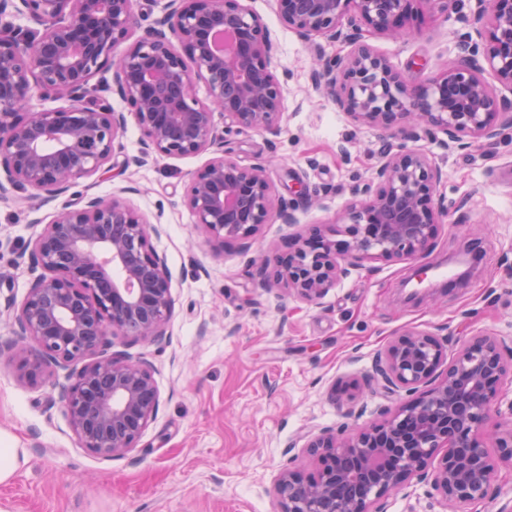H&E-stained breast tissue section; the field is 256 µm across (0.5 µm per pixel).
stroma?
I'll list each match as a JSON object with an SVG mask.
<instances>
[{
  "label": "stroma",
  "instance_id": "stroma-1",
  "mask_svg": "<svg viewBox=\"0 0 512 512\" xmlns=\"http://www.w3.org/2000/svg\"><path fill=\"white\" fill-rule=\"evenodd\" d=\"M243 4L276 46L271 66L285 88L283 119L275 134L232 133L225 149L265 165L274 199L290 203L296 222L263 225L243 247L208 241L184 196L211 152L135 165L141 133L128 123L111 177L88 183L91 194L122 196L165 227L152 244L172 275L169 342L129 347L155 366L159 411L131 453L101 460L80 447L48 389L20 382L9 355L0 356V432L27 451L13 483L0 486V512H275L281 471L315 466L301 452L311 434L381 422L409 400L404 390L387 391L377 371L399 335L453 334L452 355L478 335L512 346V129L489 157L425 143L442 172L448 214L421 257L365 262L316 304L254 277L256 265L309 225L336 222L351 188L379 165L381 137L313 89V56L274 0ZM472 7L465 0L444 15L419 0L411 25L421 37L367 32L363 40L420 85L454 63ZM57 208L14 190L0 199V343L15 335L8 304L22 302L34 277L24 246ZM472 245L482 256L469 280L445 289L422 283L419 299H408L403 284L418 269L451 268L455 253ZM385 510L452 512L414 477L387 496Z\"/></svg>",
  "mask_w": 512,
  "mask_h": 512
}]
</instances>
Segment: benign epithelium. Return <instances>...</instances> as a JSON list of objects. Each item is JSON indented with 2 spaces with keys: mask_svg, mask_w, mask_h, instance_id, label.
<instances>
[{
  "mask_svg": "<svg viewBox=\"0 0 512 512\" xmlns=\"http://www.w3.org/2000/svg\"><path fill=\"white\" fill-rule=\"evenodd\" d=\"M419 0H276L283 21L317 57L326 37L354 45L323 64L313 86L325 88L357 121L383 132L381 164L352 189L357 200L333 225L313 226L256 269L300 299L315 303L371 260L422 255L447 215L435 197L442 179L422 136L458 149L484 148L512 127V0H475L469 30L458 37L453 66L424 86L409 83L375 54L363 31L417 37L407 26ZM137 0H0V196L24 191L50 202L82 179L112 171L120 133L132 117L143 156H190L217 148L195 172L185 203L208 239L253 238L278 218L265 166L243 165L221 151L226 136L250 129L275 133L284 89L271 70L275 45L241 0H168L164 16L134 41ZM25 13L32 27L4 20ZM490 71L497 85L484 77ZM112 73V92L130 115L105 99L90 100L91 82ZM204 83L207 96L196 95ZM65 105L34 111V91ZM224 114V130L214 113ZM162 225L146 222L120 197L72 192L27 245L40 273L11 315L20 341V381L45 384L55 368H72L58 401L80 447L107 461L127 455L157 416L153 364L114 349L131 336L168 340L172 275L152 245ZM448 338L407 331L385 352L381 373L395 389L427 390L381 422L350 433L325 428L303 446L315 472L287 468L274 488L277 512H384V498L416 476L448 505L480 503L496 486L499 466H512V430L486 450L485 425L501 381L512 374V347L474 336L445 361ZM440 457L437 465L429 462Z\"/></svg>",
  "mask_w": 512,
  "mask_h": 512,
  "instance_id": "1",
  "label": "benign epithelium"
}]
</instances>
